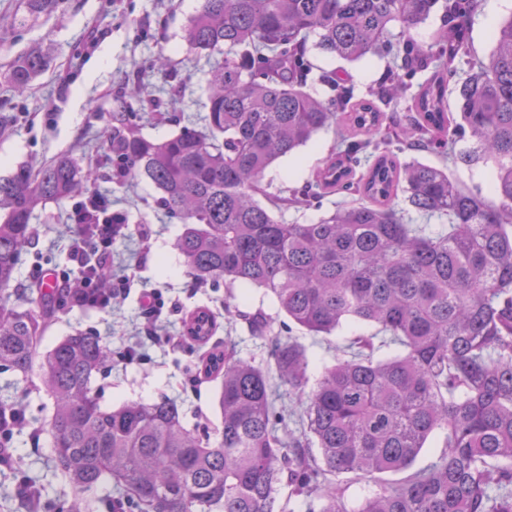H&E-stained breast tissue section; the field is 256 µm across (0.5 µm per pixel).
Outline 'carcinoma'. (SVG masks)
Instances as JSON below:
<instances>
[{"label":"carcinoma","instance_id":"obj_1","mask_svg":"<svg viewBox=\"0 0 512 512\" xmlns=\"http://www.w3.org/2000/svg\"><path fill=\"white\" fill-rule=\"evenodd\" d=\"M63 0H21L10 26L56 12ZM476 0H201L184 40L196 58L218 54L208 71L206 112L172 137L133 130L118 141L131 173L150 179L160 203L184 224L176 249L196 283L263 288L288 322L309 336L346 323L370 326L336 347V363L315 379L306 348L279 342L276 376L237 355L231 341L201 367L221 379L216 437L189 427L177 403L129 401L102 408L94 376L111 360L98 337L77 333L40 354L50 289L0 298V368L25 379L41 358L53 462L73 490L68 512L104 482L146 512H275L282 484L306 498V512H512V14L483 60L467 57ZM443 10L447 24L429 43L414 31ZM406 37L399 68L435 63L418 92L384 83L344 119L358 138L316 173L325 193L351 190L356 203L316 224H287L260 205V180L278 159L336 123V107L304 90L307 43L346 61L380 54L394 29ZM465 78L449 88L459 67ZM50 67L34 46L0 75L24 93ZM455 93L457 116L449 114ZM410 98L417 113L392 133L382 107ZM472 146L454 150L457 132ZM448 147L454 166L492 170L490 198L448 171L400 162L393 144ZM96 169L61 156L0 176V294L16 279L39 205L86 191ZM442 221L408 224L406 209ZM204 325L199 307L183 327ZM390 350L376 357L379 348ZM301 407L300 434L288 429L274 393ZM444 450L399 481L429 436ZM374 483L351 511L342 475Z\"/></svg>","mask_w":512,"mask_h":512}]
</instances>
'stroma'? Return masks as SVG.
<instances>
[{
    "label": "stroma",
    "instance_id": "1",
    "mask_svg": "<svg viewBox=\"0 0 512 512\" xmlns=\"http://www.w3.org/2000/svg\"><path fill=\"white\" fill-rule=\"evenodd\" d=\"M201 0H65L51 17L29 21L23 28L0 29V71L31 45L42 43L52 56L50 70L21 96L0 85V109L13 118L10 130L0 135V176L27 164L40 167L67 155L81 165L97 167L94 187L124 214L132 234L114 244L115 265L129 268L133 280L125 298L106 310H60L49 321L40 352L51 350L65 336L88 332L112 351L108 371L97 375L93 388L99 404L111 408L129 400L175 401L185 421L201 433H213L219 423L218 382H191L190 370L202 351L196 345L163 342V335H181L184 314L208 308L218 321L211 338L214 346L232 340L241 357L262 369L273 363L277 340L295 337L307 352L309 375L334 364L336 347L355 328L346 325L329 336H309L288 326L270 296L253 288L204 287L193 284L174 244L184 230L159 206V190L146 178L116 180L105 163L110 140L135 127L145 137L162 140L179 129L173 115L203 114L207 101L209 63L188 52L183 36L188 19ZM312 71L306 90L320 99L336 94L320 80L321 72L342 71L355 98L369 97L387 75L389 56L346 62L310 49ZM340 131H320L308 146L283 157L263 177L260 202L274 208L287 223L314 224L337 207L353 201L347 191L296 205L308 189L316 170L335 150ZM70 201L40 206L32 220L36 237L21 254L15 287L27 286L35 267L69 264L66 240L71 233ZM162 289L168 301L157 327L158 340H149L144 329L142 288ZM239 297V315L225 317L224 304ZM271 315L274 324L263 334L252 332L247 315L257 309ZM136 357L125 361L128 350ZM0 399L19 403L28 421L11 440L12 462L0 465V512H28L18 496L20 481L40 487L41 512H65L72 497L70 486L56 475L52 439L47 431L50 402L41 388L38 372L27 380L10 371L0 373Z\"/></svg>",
    "mask_w": 512,
    "mask_h": 512
}]
</instances>
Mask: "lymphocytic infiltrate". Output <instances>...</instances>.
I'll return each mask as SVG.
<instances>
[{
    "label": "lymphocytic infiltrate",
    "mask_w": 512,
    "mask_h": 512,
    "mask_svg": "<svg viewBox=\"0 0 512 512\" xmlns=\"http://www.w3.org/2000/svg\"><path fill=\"white\" fill-rule=\"evenodd\" d=\"M70 219L79 230L69 241V266L36 269L32 282L38 288L50 284L65 289L63 308H109L130 286L126 268L112 265V247L128 237L131 229L124 216L112 212L106 200L97 195L75 202ZM103 270L108 271V279L100 278Z\"/></svg>",
    "instance_id": "f902f5d3"
}]
</instances>
